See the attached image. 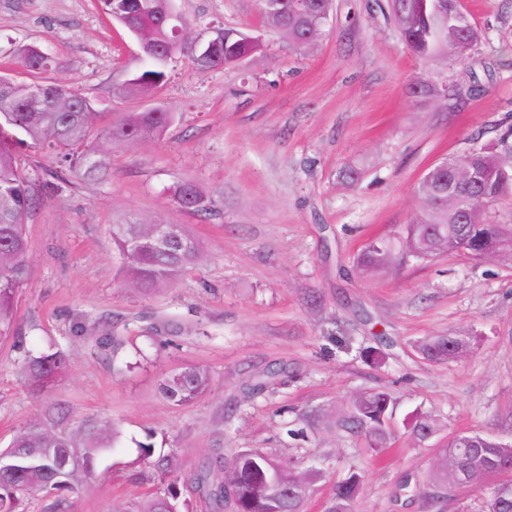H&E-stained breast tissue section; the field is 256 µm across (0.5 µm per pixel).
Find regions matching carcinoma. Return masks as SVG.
I'll use <instances>...</instances> for the list:
<instances>
[{"mask_svg": "<svg viewBox=\"0 0 512 512\" xmlns=\"http://www.w3.org/2000/svg\"><path fill=\"white\" fill-rule=\"evenodd\" d=\"M310 9L298 13L291 0H284L280 10L261 14L266 25L279 32L296 49H304L309 40L304 31L311 26L321 30L320 14L326 12V0H309ZM415 0H391L395 22L411 50L425 58H436L448 52L462 59L480 39L475 24H470L471 41L463 45L459 33L446 28L434 18H424L414 7ZM169 0H101L102 9L114 20L124 23L132 19L141 30L147 50L138 58L119 93L124 96L149 97L166 80L165 59L176 55L192 57L191 40L158 25V14L168 8ZM259 49V43L243 28L225 29L224 45L214 51L207 69L238 64ZM21 66L33 73H44L59 62L43 53L22 50ZM50 87L51 99L34 93L32 83L17 82L0 88V339L14 337L17 349L23 351L22 375L35 390L49 385L70 366L69 355L61 350L34 354L25 349V337L13 336L14 306L19 288L27 281V238L25 219L35 204L33 179L19 170L12 144L4 136L5 127L22 132L29 147L46 150L57 158L58 169L43 173L42 183L61 180L64 174L95 180L102 177L111 164L112 148L160 137L174 123L173 112H132L118 122L95 128L98 113L81 92L70 86L44 82ZM463 157L484 176H491L489 196L473 197L474 188L455 187L454 196L467 199L474 207L472 224H459L454 204L438 201V195L426 187H418L420 209L412 223L393 237H376L362 247L355 263L361 271L377 274L411 260H424L438 255L463 253L477 257L503 238L512 239V223L496 219L495 206L512 186L502 187L494 180L497 171L509 167L512 138L505 136L493 147L467 150ZM177 204L188 211L203 212L210 201L190 181L175 191ZM154 225L132 221L112 225V242L122 258L120 268L124 283L149 295L173 283L184 271L195 266L202 254L198 240L184 229H178L179 240L165 250L149 246ZM459 333L429 336L419 345L423 358L442 363L460 358ZM207 371L186 366L162 379L163 398L175 406L195 400L208 389ZM395 398L386 390L360 394L352 404L347 423L369 437L376 448L386 447L387 425L393 418ZM422 425L436 430L434 420L416 410L407 418L410 434L419 442L424 436L416 430ZM470 445L459 447L457 436L448 438L440 460L429 475V486L422 488L402 482L435 505L447 500L448 491L467 483L466 477L479 476L481 512H512V485L501 479L512 473V449L499 446L497 439L469 433ZM119 431L110 421L86 418L73 424L68 411L60 404L46 407L42 417L24 427L10 446L0 450V512H19L23 498L39 493L52 498L50 512H63L64 500L59 493L74 490L84 477L92 473L97 458L112 451L119 443ZM141 455L151 459L152 469L164 480V488L150 496L139 512H167L169 506L180 507L183 500L199 499L207 512H271L267 474L279 473L284 491L278 512H304L305 484L293 464H283L259 451H240L224 455L219 451L205 457L194 471L184 475L177 470L172 457L154 456L151 444L139 445ZM69 450L81 457L76 470H62L56 463L57 453ZM361 479L351 471L336 485L327 512H354Z\"/></svg>", "mask_w": 512, "mask_h": 512, "instance_id": "carcinoma-1", "label": "carcinoma"}]
</instances>
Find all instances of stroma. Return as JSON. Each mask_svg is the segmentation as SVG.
Returning a JSON list of instances; mask_svg holds the SVG:
<instances>
[{
  "label": "stroma",
  "instance_id": "stroma-1",
  "mask_svg": "<svg viewBox=\"0 0 512 512\" xmlns=\"http://www.w3.org/2000/svg\"><path fill=\"white\" fill-rule=\"evenodd\" d=\"M461 3L483 32L462 64L417 56L387 0H334L303 50L264 26L259 0H176L188 38L245 27L262 47L226 69L173 58L155 97L131 98L118 88L140 45L99 0H0V74L25 78L16 50L33 45L60 62L44 80L94 100L98 125L157 106L177 114L161 138L115 148L105 179L36 187L26 220L16 331L29 350L65 348L72 366L36 393L20 352L0 343V448L56 402L121 432L67 494L68 512H138L157 486L131 480L149 470L142 442L184 473L215 448L319 469L305 512H326L353 470L355 512H429L400 491L402 477L426 482L454 434L512 439V264L452 254L376 276L353 265L369 238L409 223L427 168L512 131V0ZM186 180L208 211L175 202ZM131 220L187 226L204 245L201 265L151 296L124 286L110 229ZM79 322L112 332L121 349L100 353L75 334ZM451 331L474 336L472 355L425 360L418 342ZM369 346L381 365L364 358ZM189 365L211 385L171 405L158 384ZM276 367L284 375L253 393ZM378 387L396 399L380 453L345 422L353 399ZM417 409L439 424L422 443L405 425ZM302 426L307 437L292 436Z\"/></svg>",
  "mask_w": 512,
  "mask_h": 512
}]
</instances>
